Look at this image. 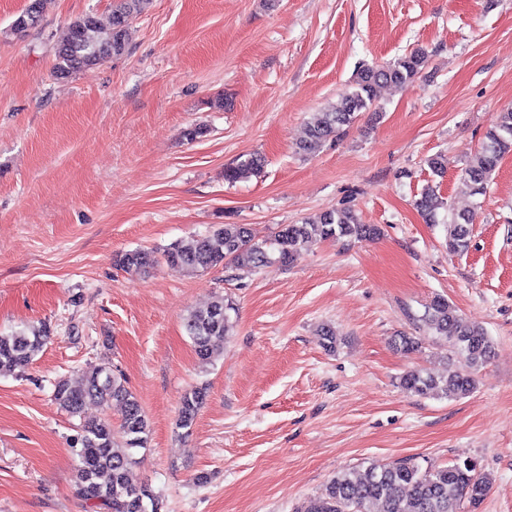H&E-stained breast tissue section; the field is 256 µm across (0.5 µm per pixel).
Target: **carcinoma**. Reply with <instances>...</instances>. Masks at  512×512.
I'll return each instance as SVG.
<instances>
[{
    "label": "carcinoma",
    "instance_id": "cac0c4a2",
    "mask_svg": "<svg viewBox=\"0 0 512 512\" xmlns=\"http://www.w3.org/2000/svg\"><path fill=\"white\" fill-rule=\"evenodd\" d=\"M149 0H114L111 28L103 32L96 18L85 14L72 22L67 36L54 47V74L67 78L77 71L119 56L127 49L126 33L130 21L142 14ZM42 0H28L11 24L10 32L22 35L39 26ZM428 63L425 50L417 49L385 65L361 68L352 84L336 103L316 114L308 123L306 139L298 153L308 155L334 142L364 112L371 111L375 90L385 84L404 88L421 74ZM512 151V109L497 115L485 141L462 168V177L475 195L486 193L493 172L503 156ZM265 158L251 155L224 169V180L235 183L260 173ZM416 208L429 223L435 222L437 209L443 206L436 190L429 185L415 201ZM376 224H363L349 210L320 213L300 224H278L265 236L250 224H217L208 233L170 244L162 256L173 270H207L234 264L260 268L279 263L286 265L295 252L313 238L354 241L380 236ZM471 243L470 217L456 214L448 221V249L462 254ZM158 262L155 252L127 251L117 258V266L139 273ZM232 305L218 296L206 308L187 315L184 328L192 341L198 360L209 364L217 347L233 329L228 310ZM428 328L448 340L461 361L440 376L412 370L400 378L403 390L421 395L461 398L477 387V373L494 356L495 345L486 331L460 316L442 297L434 298L422 316ZM49 339L47 325L0 332V373L24 371L35 354ZM206 397V389L195 387L182 397L178 426L189 430ZM54 400L71 416H82L90 401H117L123 412L120 430L107 418L81 420L71 448L77 456L75 488L77 496L107 512H158V499L147 485H136L129 478L134 463L133 450L148 443L150 425L136 396L126 387L122 376L103 363L94 367L78 386L60 379L54 384ZM490 488V479L478 473V462L467 457L429 473L411 460L375 463L359 475L343 472L333 477L319 495L303 503L298 512H477Z\"/></svg>",
    "mask_w": 512,
    "mask_h": 512
}]
</instances>
